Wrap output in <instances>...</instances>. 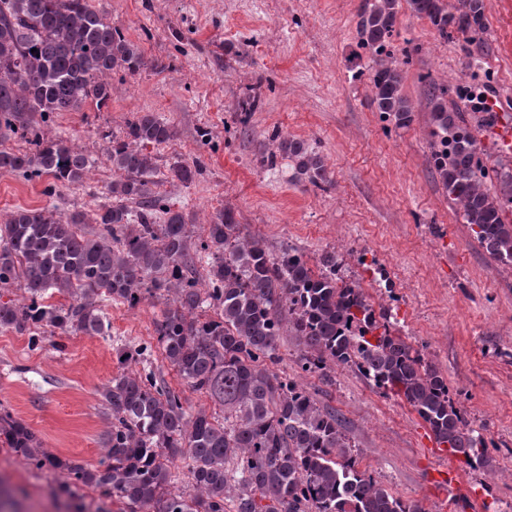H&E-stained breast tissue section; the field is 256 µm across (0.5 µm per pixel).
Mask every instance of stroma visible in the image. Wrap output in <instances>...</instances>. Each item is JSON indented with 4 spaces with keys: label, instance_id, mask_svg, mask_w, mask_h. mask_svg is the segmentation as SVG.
Masks as SVG:
<instances>
[{
    "label": "stroma",
    "instance_id": "1",
    "mask_svg": "<svg viewBox=\"0 0 512 512\" xmlns=\"http://www.w3.org/2000/svg\"><path fill=\"white\" fill-rule=\"evenodd\" d=\"M141 50L136 74L111 78L107 108L88 103L60 112L42 129L67 139L93 161L82 183L46 197L45 179L0 176V214L54 206L93 222L116 174L106 159L107 134L137 112H155L174 128L168 143L152 147L159 170L180 159L202 167L188 186L160 183L183 210L195 235L212 214L230 207L242 233L271 249L301 248L312 267L335 253L345 278L359 281L375 307L395 304L407 341L448 379L471 427L493 441L488 467L472 471L439 447L404 400L384 395L355 371L336 368L331 381L302 372L293 337L282 336L277 373L317 393L348 420L353 453L393 494L427 512H503L512 502V267L490 260L471 239L458 206L433 180L424 76L453 87L448 104L461 112L485 149L488 168L512 170L495 124L473 107L467 91L485 92L512 111V0H484L480 43L461 34L442 38L428 20L401 7L395 49L410 52L404 91L416 116L405 128H385L360 75V0H94ZM263 105L248 128L237 121L252 90ZM305 141L322 156L328 184L295 182L288 160L268 168L262 150L273 132ZM384 264L393 293L371 288L355 254ZM163 300L136 307L108 301L104 336L38 329H0V413L31 427L49 453L89 467L105 458L111 426L99 392L118 370L120 343L156 340ZM151 361L178 390L187 412L207 406L163 364ZM462 472L464 486L441 490L432 470ZM0 475L16 491L20 512H55L49 490L64 479L32 469L0 439Z\"/></svg>",
    "mask_w": 512,
    "mask_h": 512
}]
</instances>
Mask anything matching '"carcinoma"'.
Returning <instances> with one entry per match:
<instances>
[{
	"label": "carcinoma",
	"instance_id": "cac0c4a2",
	"mask_svg": "<svg viewBox=\"0 0 512 512\" xmlns=\"http://www.w3.org/2000/svg\"><path fill=\"white\" fill-rule=\"evenodd\" d=\"M443 38L454 29L476 40L484 31V0H406ZM401 0H361L358 47L381 121L409 126L414 109L403 92L392 37ZM144 66L142 54L92 0H0V134L26 150L0 149V175L39 178L57 186L83 181L92 162L68 140H47L41 124L56 112L100 109L112 99L108 75ZM432 174L462 211L488 256L512 264V172L488 170L484 151L462 116L448 108L452 89L427 78ZM173 138L154 112L127 119L112 136L107 161L120 178L107 188L117 202L100 206L99 230L87 234L84 217L48 208L17 209L0 223V288L14 287L22 301H0V328L24 333L51 327L63 333L104 336L105 298L137 305L159 295L166 308L155 324L168 368L204 394L213 411L187 412L179 393L141 362L145 348L115 347L119 372L103 387L112 411L106 462L95 469L50 456L34 432L6 414L0 435L13 452L41 469L64 473L55 490L92 487L121 504L117 512H425L395 496L351 454L336 411L321 405L287 377L271 370L283 329L302 346L304 372L333 365L355 367L387 395L405 399L436 442L470 468L489 463L484 436L462 418L448 379L424 363L366 299L353 281L339 284L336 256L319 271L305 255L286 248L272 256L264 243L239 234L234 211H217L206 235L192 242L185 213L156 191L155 157L147 145ZM263 156L295 163L296 180L321 188L328 182L322 157L278 131ZM200 165L181 161L167 179L188 185ZM207 268L200 287L198 267ZM69 305L47 303L53 292ZM212 309L214 316L202 312ZM143 363L133 370L132 363ZM191 462L194 494L169 490V462Z\"/></svg>",
	"mask_w": 512,
	"mask_h": 512
}]
</instances>
